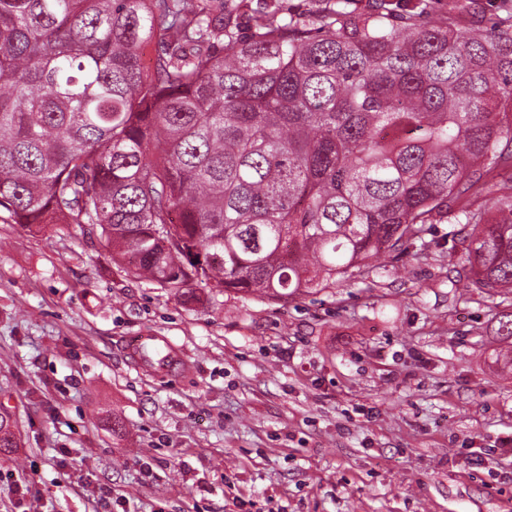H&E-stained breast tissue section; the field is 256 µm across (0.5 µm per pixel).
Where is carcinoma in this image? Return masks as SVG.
Wrapping results in <instances>:
<instances>
[{
  "label": "carcinoma",
  "instance_id": "1",
  "mask_svg": "<svg viewBox=\"0 0 512 512\" xmlns=\"http://www.w3.org/2000/svg\"><path fill=\"white\" fill-rule=\"evenodd\" d=\"M431 10L0 0V211L97 228L177 297L334 288L512 160V15ZM462 214L471 285L512 289V192ZM512 5V0H479L475 13H462L455 16L459 28L486 29L496 25L505 18Z\"/></svg>",
  "mask_w": 512,
  "mask_h": 512
}]
</instances>
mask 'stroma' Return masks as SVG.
Wrapping results in <instances>:
<instances>
[{"label":"stroma","mask_w":512,"mask_h":512,"mask_svg":"<svg viewBox=\"0 0 512 512\" xmlns=\"http://www.w3.org/2000/svg\"><path fill=\"white\" fill-rule=\"evenodd\" d=\"M466 225L318 292L185 301L104 238L0 213V512H512V290ZM181 347L131 367L127 337ZM148 346H160L165 350V356L162 371L169 375H176L186 368V362L183 353L177 349L165 336H160L155 332H143L140 336H135L129 343L128 355L131 363L139 368L152 371L156 366L145 360L143 351Z\"/></svg>","instance_id":"1"}]
</instances>
